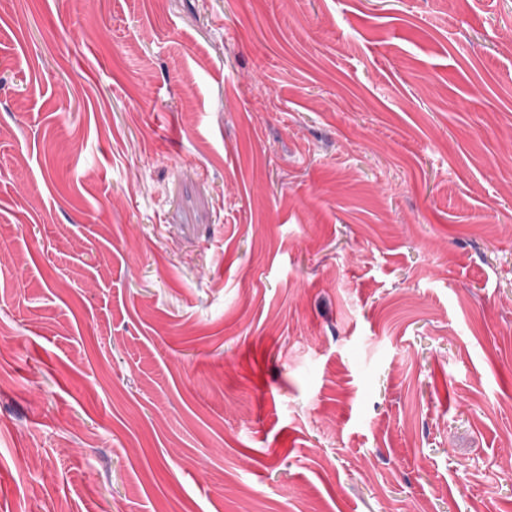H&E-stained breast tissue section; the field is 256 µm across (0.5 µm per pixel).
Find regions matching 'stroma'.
Wrapping results in <instances>:
<instances>
[{
	"mask_svg": "<svg viewBox=\"0 0 512 512\" xmlns=\"http://www.w3.org/2000/svg\"><path fill=\"white\" fill-rule=\"evenodd\" d=\"M512 0H0V512H512Z\"/></svg>",
	"mask_w": 512,
	"mask_h": 512,
	"instance_id": "stroma-1",
	"label": "stroma"
}]
</instances>
